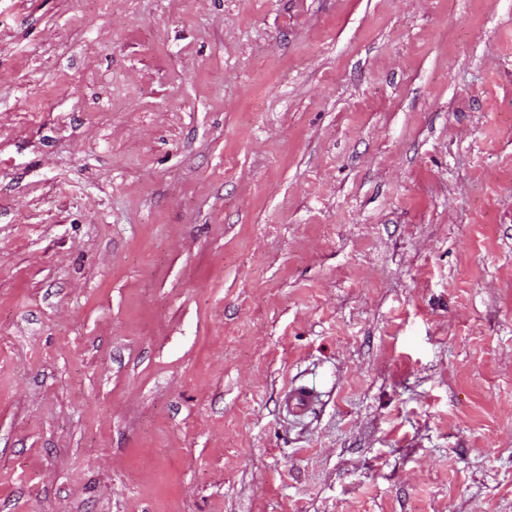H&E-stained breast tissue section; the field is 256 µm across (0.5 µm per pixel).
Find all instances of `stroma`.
I'll return each mask as SVG.
<instances>
[{
	"mask_svg": "<svg viewBox=\"0 0 512 512\" xmlns=\"http://www.w3.org/2000/svg\"><path fill=\"white\" fill-rule=\"evenodd\" d=\"M0 512H512V0H0ZM318 394L306 385H290L284 396V407L295 416H304L314 411L318 405Z\"/></svg>",
	"mask_w": 512,
	"mask_h": 512,
	"instance_id": "35a3bbf8",
	"label": "stroma"
}]
</instances>
